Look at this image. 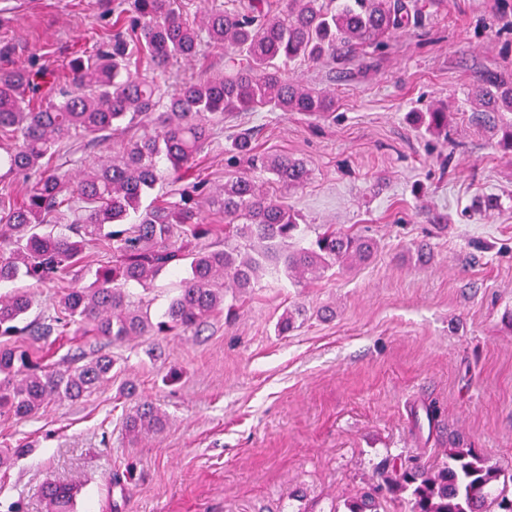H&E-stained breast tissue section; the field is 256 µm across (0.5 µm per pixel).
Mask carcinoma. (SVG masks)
Segmentation results:
<instances>
[{
    "label": "carcinoma",
    "instance_id": "cac0c4a2",
    "mask_svg": "<svg viewBox=\"0 0 512 512\" xmlns=\"http://www.w3.org/2000/svg\"><path fill=\"white\" fill-rule=\"evenodd\" d=\"M181 0H119L112 5V35L92 54L67 65L68 84L32 65L0 68V283L27 280L62 286L54 315L27 322L32 297L0 295V337L33 342L87 327L119 344L131 336H197L220 314L230 320L240 298L268 279L295 286L337 266L368 261L376 243L328 225L309 244L297 243L303 217L284 195L303 187L305 162L262 151L256 129L243 121L227 136V163L237 176L212 188L192 171L224 121L256 112H302L334 117L336 97L288 81L297 61L323 63L341 52L378 45L422 22L418 0H224L202 26L183 19ZM225 51L224 73L184 81L172 93L160 77L201 47ZM144 73L130 76V67ZM473 98L488 112H512V79L483 78ZM429 133L448 132V113L424 112ZM122 136L119 148L78 181L65 166ZM171 190L144 200L162 183ZM224 216L208 224L203 212ZM65 225L67 232L54 227ZM105 253L95 272L82 266L88 246ZM178 278L161 319L128 291ZM90 282H85V279ZM302 309L285 311L280 335L294 328ZM108 355L70 358L49 368L29 347L0 344V413L27 418L55 399L79 400L112 378ZM165 415L139 400L127 415L133 436L158 432ZM475 449L450 448L431 466L392 465L372 490L346 503L348 512H380L377 495L401 499L408 512H512V477ZM50 512H76L77 487L46 481Z\"/></svg>",
    "mask_w": 512,
    "mask_h": 512
}]
</instances>
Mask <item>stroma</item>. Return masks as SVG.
Here are the masks:
<instances>
[{
	"label": "stroma",
	"instance_id": "obj_1",
	"mask_svg": "<svg viewBox=\"0 0 512 512\" xmlns=\"http://www.w3.org/2000/svg\"><path fill=\"white\" fill-rule=\"evenodd\" d=\"M420 2V26L360 62L292 65L289 78L335 91V119L249 118L263 148L306 161L309 181L286 197L304 223L371 237L376 256L304 288L254 289L235 322L199 336L115 348L71 333L46 364L110 352L117 375L32 417L0 415V448L32 447L0 469V512H48L49 479L79 483L77 512H342L384 458L430 463L458 443L512 474V152L470 98L485 75L512 74V0ZM112 3L0 0V68L65 70ZM441 103L445 141L407 119ZM486 195L500 209L473 211ZM293 305L302 317L277 335ZM127 381L167 419L135 443ZM429 404L438 421L418 428Z\"/></svg>",
	"mask_w": 512,
	"mask_h": 512
}]
</instances>
